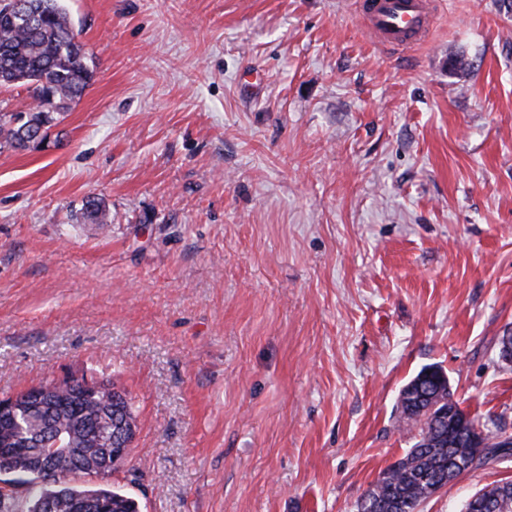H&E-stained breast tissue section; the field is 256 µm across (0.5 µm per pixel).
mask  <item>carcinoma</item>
Segmentation results:
<instances>
[{
	"label": "carcinoma",
	"mask_w": 512,
	"mask_h": 512,
	"mask_svg": "<svg viewBox=\"0 0 512 512\" xmlns=\"http://www.w3.org/2000/svg\"><path fill=\"white\" fill-rule=\"evenodd\" d=\"M28 18L18 16L15 0H0V86L21 83L33 92L35 106L27 112L0 113V148H25L51 125L55 115L66 112L80 99L94 78L79 32L61 0H27ZM84 217L106 224V205L87 197ZM428 400L453 411L457 428L439 421L409 404L401 417L418 427V438L405 454L391 464L367 490L358 512H420L436 488L448 479V469L459 461L476 470L509 448L496 447L495 432L471 439L476 421L455 409L448 376L438 366H425L410 381ZM41 387L53 390L52 398L25 403L16 426L0 427V476L9 477L16 496L0 500V512H42L46 501H79L85 512H138L136 501L112 487L111 477L83 480L71 476L80 465L91 466L103 455L94 443L95 433L112 415L135 418L127 395L104 390L80 396L56 380ZM66 448L56 459L54 475L39 482L28 472L32 450Z\"/></svg>",
	"instance_id": "cac0c4a2"
}]
</instances>
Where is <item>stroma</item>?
<instances>
[{
	"mask_svg": "<svg viewBox=\"0 0 512 512\" xmlns=\"http://www.w3.org/2000/svg\"><path fill=\"white\" fill-rule=\"evenodd\" d=\"M434 2L397 52L360 0H63L94 80L0 149V397L112 380L140 512H357L429 365L512 435V0Z\"/></svg>",
	"mask_w": 512,
	"mask_h": 512,
	"instance_id": "35a3bbf8",
	"label": "stroma"
}]
</instances>
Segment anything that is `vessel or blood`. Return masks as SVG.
<instances>
[{
    "label": "vessel or blood",
    "mask_w": 512,
    "mask_h": 512,
    "mask_svg": "<svg viewBox=\"0 0 512 512\" xmlns=\"http://www.w3.org/2000/svg\"><path fill=\"white\" fill-rule=\"evenodd\" d=\"M363 8L369 29L383 45L404 49L428 34L431 0H365Z\"/></svg>",
    "instance_id": "b4317fda"
}]
</instances>
